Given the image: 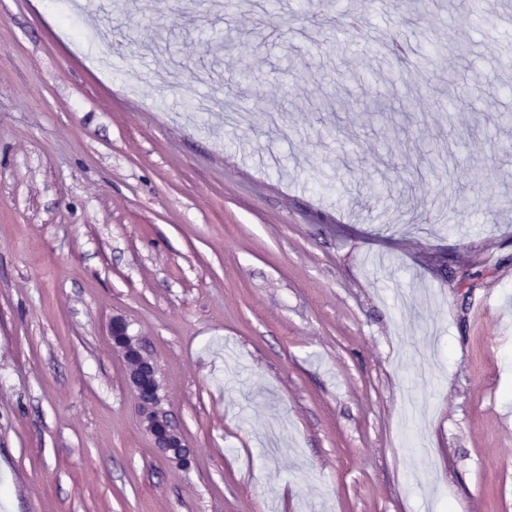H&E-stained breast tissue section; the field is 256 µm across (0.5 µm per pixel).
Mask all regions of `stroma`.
Returning <instances> with one entry per match:
<instances>
[{
  "label": "stroma",
  "instance_id": "1",
  "mask_svg": "<svg viewBox=\"0 0 512 512\" xmlns=\"http://www.w3.org/2000/svg\"><path fill=\"white\" fill-rule=\"evenodd\" d=\"M150 2L0 0V512H512V0H284L274 40L249 0ZM352 12L413 46L412 121ZM208 30L239 47L204 85ZM266 108L274 137L224 123ZM115 316L188 469L140 430ZM361 78L351 66L346 65L345 71L341 73L340 79L336 78V82L333 83L334 99L336 100V106L339 109H343L352 99V93L349 88L351 84L359 85ZM123 316L112 317L109 336L112 351L124 363L125 381L137 405L139 425L156 450L177 468H188L192 454L183 431L173 423L156 361L142 336L134 334Z\"/></svg>",
  "mask_w": 512,
  "mask_h": 512
}]
</instances>
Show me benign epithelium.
Returning <instances> with one entry per match:
<instances>
[{
    "mask_svg": "<svg viewBox=\"0 0 512 512\" xmlns=\"http://www.w3.org/2000/svg\"><path fill=\"white\" fill-rule=\"evenodd\" d=\"M109 336L112 351L124 363L125 381L136 400L141 430L172 466L189 467L192 454L183 431L166 408L159 369L145 340L132 332L130 322L122 316L112 317Z\"/></svg>",
    "mask_w": 512,
    "mask_h": 512,
    "instance_id": "benign-epithelium-1",
    "label": "benign epithelium"
}]
</instances>
